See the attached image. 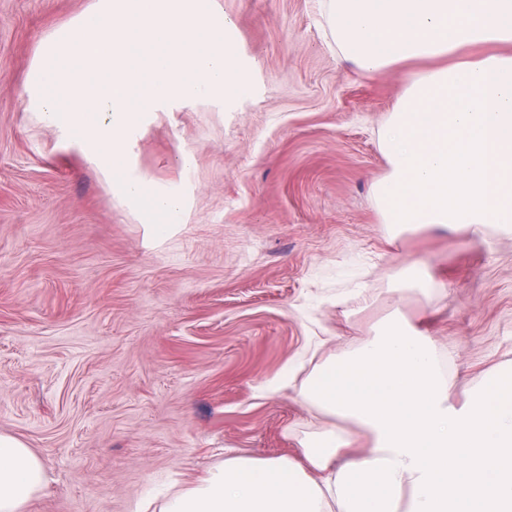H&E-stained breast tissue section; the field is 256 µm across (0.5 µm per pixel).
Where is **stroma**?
<instances>
[{"label":"stroma","instance_id":"obj_1","mask_svg":"<svg viewBox=\"0 0 512 512\" xmlns=\"http://www.w3.org/2000/svg\"><path fill=\"white\" fill-rule=\"evenodd\" d=\"M92 3L0 0V432L49 475L26 512H135L225 456L292 454L324 421L265 386L395 310L427 318L456 399L512 364L511 239L384 242L375 133L411 66L343 60L326 0H210L249 92L168 104L127 135V174L186 197L155 237L22 97L39 40ZM418 257L447 290L392 305L388 273Z\"/></svg>","mask_w":512,"mask_h":512}]
</instances>
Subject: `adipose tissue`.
I'll use <instances>...</instances> for the list:
<instances>
[{
    "mask_svg": "<svg viewBox=\"0 0 512 512\" xmlns=\"http://www.w3.org/2000/svg\"><path fill=\"white\" fill-rule=\"evenodd\" d=\"M328 22L366 73L421 65L377 132L389 237H512V0H329ZM444 286L417 260L389 276L403 297ZM297 391L327 427L296 437L292 455L226 457L155 512H512L511 365L455 402L425 323L396 315ZM46 483L41 459L0 433V512H26Z\"/></svg>",
    "mask_w": 512,
    "mask_h": 512,
    "instance_id": "obj_1",
    "label": "adipose tissue"
}]
</instances>
